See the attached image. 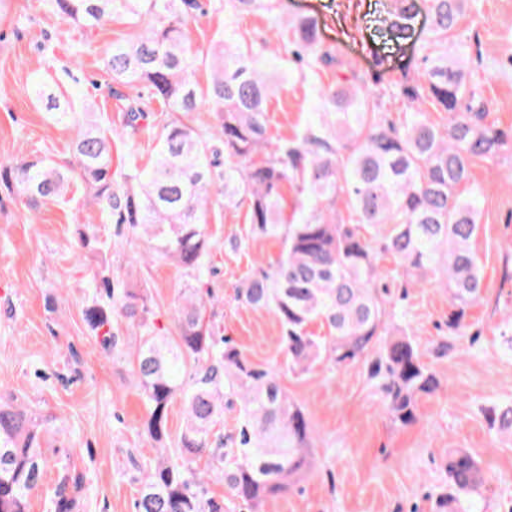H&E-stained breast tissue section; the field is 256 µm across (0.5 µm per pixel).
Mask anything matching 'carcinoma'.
Here are the masks:
<instances>
[{
    "mask_svg": "<svg viewBox=\"0 0 512 512\" xmlns=\"http://www.w3.org/2000/svg\"><path fill=\"white\" fill-rule=\"evenodd\" d=\"M391 29L405 39L421 5L432 19L424 45L427 67L417 78L403 75L401 94L414 112L399 126L363 91L364 79L322 46L315 22L299 18L280 36L296 47L295 61L309 70L336 64L334 84L321 89L326 120L294 139L269 133L267 108L274 83L258 66L262 49L224 47L212 41L215 61L210 84L192 79L199 57L184 41L182 26L198 0H50L55 13L83 27L112 17L143 23L142 31L112 46L105 68L112 80L143 85L144 100L127 106L134 128L150 112L165 115L151 169L112 170V136L84 118L73 140L78 178L92 193L105 219L143 236L151 255L189 272H201L210 249L206 204L211 193L227 205L247 204L253 236H279L284 250L272 269H261L236 289L237 299L273 313L282 328L288 369L303 373L322 359L338 367L362 360L393 420H417V400L440 386L406 334L383 338L388 314L377 251L395 263L391 277L441 269L448 281V330L462 335L467 310L483 293V274L471 243L479 230L478 201L459 188L476 159L495 156L512 142V129L487 121L484 105L470 85L465 53L448 56L465 0H394ZM236 13L274 8V0H227ZM448 114L440 129L426 120L423 105ZM213 114L216 134L202 137L190 124L192 112ZM299 190V222L284 216L282 188ZM0 185L16 189L31 208L58 202L70 192L67 174L44 159L0 161ZM344 204L350 214L338 213ZM381 238L375 249L361 230ZM95 297L85 320L106 350L122 339L114 332L120 315L141 332L132 352L133 373L144 396V430L156 443L167 435L171 403L181 397L186 423L176 447L163 449L149 466L135 502L136 512H224V501L207 496L215 476L233 496L258 512L260 504L306 469L309 423L279 382L278 370L254 365L205 320L206 302L190 295L177 310V335L155 334L146 301L108 269L95 278ZM318 323L327 335L317 336ZM240 403L234 432L216 430L224 406ZM490 426L512 435V403L486 413ZM206 458L202 469L192 467ZM47 459L37 424L25 410L0 402V512H26V501L43 482ZM453 493L441 502L448 512H482L484 484L475 457L464 449L449 453ZM63 475L52 500L54 512H72Z\"/></svg>",
    "mask_w": 512,
    "mask_h": 512,
    "instance_id": "cac0c4a2",
    "label": "carcinoma"
}]
</instances>
